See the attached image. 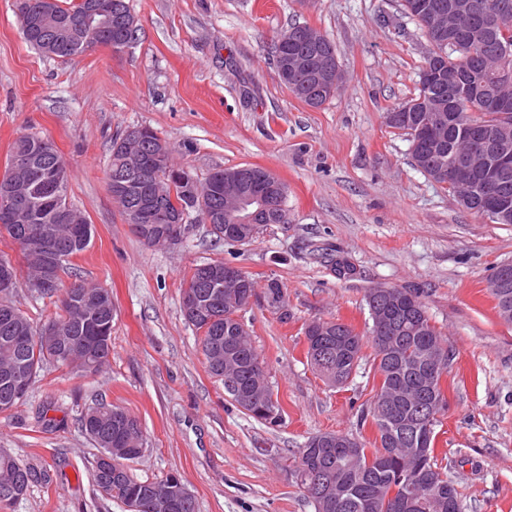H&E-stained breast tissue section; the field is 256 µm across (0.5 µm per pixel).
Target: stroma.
<instances>
[{
    "label": "stroma",
    "instance_id": "1",
    "mask_svg": "<svg viewBox=\"0 0 512 512\" xmlns=\"http://www.w3.org/2000/svg\"><path fill=\"white\" fill-rule=\"evenodd\" d=\"M136 44L99 46L71 60L22 39L15 0H0V174L23 134L50 140L66 162L68 199L94 227L71 260L80 279L112 291V354L99 373L46 366L26 399L0 413V449L48 471L6 512H127L102 496L99 454L79 420L99 403L125 408L147 439L142 480L178 474L196 512H314L292 477L308 438L351 434L373 446L361 419L379 386L373 350L344 387L306 358L304 331L342 321L366 334L365 295L421 292L452 358L434 455L461 494L462 512H512V326L486 288L512 262V224L461 206L413 163L385 113L411 98L431 49L400 0H130ZM294 25L323 33L345 73L342 90L311 108L281 85L273 58ZM148 126L198 181L258 166L287 187L288 221L249 244H227L190 213L168 246L144 244L108 190L113 138ZM354 267L350 277L335 264ZM224 261L255 283L241 313L264 362L281 419L246 415L207 371L181 312L195 266ZM282 305L269 306V282Z\"/></svg>",
    "mask_w": 512,
    "mask_h": 512
}]
</instances>
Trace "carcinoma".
<instances>
[{
	"mask_svg": "<svg viewBox=\"0 0 512 512\" xmlns=\"http://www.w3.org/2000/svg\"><path fill=\"white\" fill-rule=\"evenodd\" d=\"M435 1L448 4L450 0H402L406 17L415 21L431 45L425 64L438 57L447 63L448 71L460 77L476 66L484 77L485 91L491 94L504 92L512 97V86H504L498 75L504 69L512 72V0H469L473 12L467 14L460 27L443 43L430 38V30L423 16V6ZM20 18L48 11L55 23L21 31L23 40L34 50L51 58H72L84 54L95 45L124 50L138 39V25L128 0H77L63 7L58 0H17ZM97 11L106 23L89 40L77 41L67 35L58 21L64 17ZM491 15L497 18L500 28L496 39L474 42L472 31L481 19ZM298 51L318 57L336 58L332 43L322 47L309 43L284 45L274 43V56H289ZM288 91L312 108L322 106L327 96L319 85L303 76L282 82ZM424 99L449 117L452 134L448 149L443 155L421 156L420 163L432 169H448L453 157V147L461 139L475 133L480 127L497 126L512 122L500 113L487 111L477 97L463 94L455 82L445 86L418 81V93L413 100ZM402 119L393 126L397 132L408 135L406 129L420 124L425 112L401 113ZM158 134L150 127L133 128L112 139L109 183L124 179L127 174L126 159L134 154L141 161L136 182L119 198L122 214L130 210L142 213L144 224H165L174 227L170 216L174 207L165 199L157 205L155 178L158 158L155 154ZM39 137L32 134L19 136L13 143L10 157L33 155L36 161L27 172V184L34 199L36 215L45 218L53 215L60 205L68 202V172L65 161L57 150L41 157L38 152ZM258 171L256 166H243L231 170L219 169L200 183L191 177L174 185L176 200L190 205L198 186H207L217 177L228 173L248 179ZM75 223L59 225L60 245L47 259L56 270V286L52 293L62 292L61 314L54 323L58 332L45 337L41 327L14 303L9 311L0 306V413L12 410L24 400L27 391L18 392L13 380L22 377L31 386L43 366L53 364L65 367L79 375L99 372L109 363L112 352V292L98 285L74 283L63 288V277L69 272L70 258L83 252L93 236V225L76 207ZM262 224L288 222L286 200L272 202L269 210L260 215ZM32 224H7L0 222V235H7L18 244L27 268H37L40 262L32 260L24 244V234ZM77 292L100 290L106 294V306L94 305L82 312L67 300L69 290ZM397 295L387 298L371 289L366 295L369 317H377L381 326L368 327L369 340L374 349V366L380 383L370 411L372 424L377 431L375 446L368 448L357 438L343 433H323L311 437L298 450L294 477L308 498L315 512H396L387 501L389 489L404 480L412 486V500L401 512H451L448 502L460 503V493L454 483L444 477L436 466L433 447L435 430H416L412 421L428 398L427 358L441 357L436 377L447 371L451 355L442 343L441 333L431 324L425 303L418 291L410 288L396 289ZM208 309L218 323L205 329L200 337V350L210 375L223 380L228 375L245 396L256 400L248 407L233 399L251 417L269 421L263 411V399L272 398L271 386L265 372L257 366L260 355L250 343L246 330L233 317V311L224 305V294L211 299ZM324 334L320 337L330 350V356L317 360L307 354L311 366L331 386H343L351 378L362 359L364 337L349 325L339 321L323 322ZM82 431L100 449L95 461L93 480L104 495L121 501L131 498L152 500L161 494L171 495L179 506L173 512H196L193 497H184L179 484L171 478L162 481L140 480L131 473L129 463L139 460L133 449L144 446L141 425L136 417L120 406L99 404L89 408L81 417ZM109 455L103 463L102 455ZM320 473L333 484L335 501L317 498L311 494L310 482L314 473ZM50 481L48 472L41 474L30 467L18 464L5 451H0V485L6 483L14 489V496L0 499V507L8 506L23 496L37 480Z\"/></svg>",
	"mask_w": 512,
	"mask_h": 512,
	"instance_id": "obj_1",
	"label": "carcinoma"
}]
</instances>
